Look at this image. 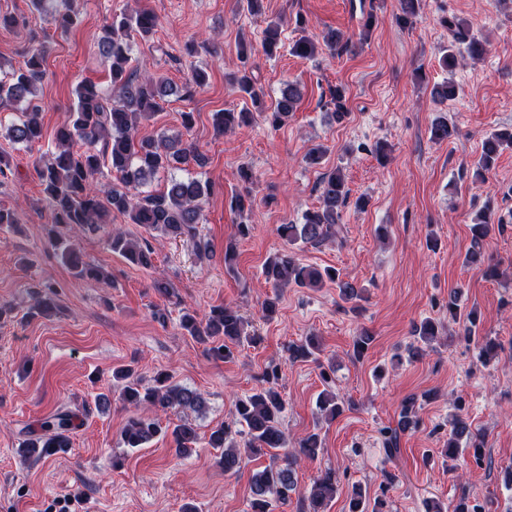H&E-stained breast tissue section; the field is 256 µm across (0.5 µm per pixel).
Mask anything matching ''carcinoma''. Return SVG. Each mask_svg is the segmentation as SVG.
Returning <instances> with one entry per match:
<instances>
[{
    "label": "carcinoma",
    "instance_id": "1",
    "mask_svg": "<svg viewBox=\"0 0 512 512\" xmlns=\"http://www.w3.org/2000/svg\"><path fill=\"white\" fill-rule=\"evenodd\" d=\"M422 0H399L397 22L402 26L413 23L419 15ZM54 21L58 28L67 32L78 22L72 8V0H60L54 9ZM451 33L448 50L441 63L453 69L459 60H476L486 53V45L473 32L470 24L452 14L442 20ZM157 16L149 10L124 12L112 19L106 35L98 42L100 53L111 59V88L105 90L90 80L80 82L76 89V102L65 121L55 133V148L52 158L37 170L44 185L55 230L50 237L52 245L61 251L71 269L78 277L98 276V272L86 267L73 249L68 234L93 229L108 223L111 213L117 212L138 224L148 232H160L180 238L193 244L199 253L208 252V244L198 237L197 225L203 221V204L215 191L212 182L192 176L179 177L174 170L190 161L203 165V158L181 138L161 136L157 139L139 137L141 121L153 117L160 108V101L169 96L170 82L158 80L149 72H138L130 66L133 52L132 34L146 38L155 33ZM306 20L295 19V31L299 33L288 45L291 55L313 58L319 53L314 40L305 35ZM282 23L271 21L267 24L262 39L264 53L271 57L283 46ZM46 46L30 47L23 65L0 79V103H25L24 111L18 113L7 127V137L15 143L31 145L42 139L43 128L39 121L40 105L36 95L37 86L45 77L43 68ZM252 49L243 46L239 51L241 67L231 76L238 90L256 102L265 96L258 86L248 61ZM206 84V76L197 71L192 80L178 89L184 99L193 98ZM433 98L443 103L458 95V88L452 82L435 84ZM301 99L300 89L295 84L288 88L273 105L267 120L274 129L280 128L295 112ZM329 104L333 106L332 116L336 121L348 115L346 90L338 85L330 91ZM253 113L246 110H226L214 116L218 131L227 133L251 123ZM455 127L447 119H439L431 127V136L443 142L454 136ZM512 147V129L498 130L482 143V153L473 177L482 180L490 171L496 157L505 148ZM110 167L113 182L101 185L97 175L102 168ZM169 174L164 188L153 192L141 191L159 173ZM349 190L341 169L330 172L322 182L319 206L303 213L298 223H287L279 227L281 237L295 245L322 243L336 235V225L341 210L347 204ZM505 229L503 218H494L491 210L477 215L470 225L471 243L465 255V263L483 271L488 278L496 277V267L485 263L483 241L489 235L493 224ZM112 252L118 253L129 262L143 268H153L152 248L143 240H131L121 232H115L108 242ZM263 274L272 288L273 296L261 304L260 318L270 321L278 312L280 295L277 290L295 284L299 288H318L325 282L336 284L339 297L344 302L362 298V289L350 281L340 279L339 272L327 268L323 271L302 266L288 253H277L269 257L263 267ZM448 316L457 320L464 318L463 338L475 342L478 360L486 365L497 358L499 343L487 336H476L480 322L478 312L471 309L462 312L456 299L448 300ZM181 327L197 342L208 345V353L216 360L234 358L236 350L244 344L254 345L259 337L248 330L249 322L230 304L216 306L202 318L185 310L180 319ZM438 333V326L432 320H424L415 328L419 342L428 344ZM290 362L311 359L319 360L320 347L308 338L302 343H291L286 347ZM124 381L121 397L133 409V416L122 430L124 445L141 448L156 435L171 431L175 451L187 456L199 440L197 428L187 419L169 427L163 424L162 416L170 410L201 413L206 409L207 400L200 391L170 382L169 376L159 373L154 384L144 386L131 369L120 372ZM280 368L276 365L266 369L261 385L252 393L235 402L234 420L217 427L209 435V447L219 451V465L226 473L240 469L242 456L249 457L270 454L278 456V450L288 447V440L282 429L285 401L278 391ZM416 400L407 398L400 411L399 429L386 431L389 450L398 447V430H415L419 418L415 409ZM317 408L327 419H334L342 412L335 394H321ZM463 402H456L457 413L450 421L448 441L444 456L455 461L460 454H467L466 464L481 467L485 457V440L474 433L462 414ZM73 425L70 415L61 412L47 421L40 431H31L22 442V457L37 455L47 457L71 447ZM322 450L319 433L308 434L300 441L296 453L284 455L283 463L268 466L255 472L250 481V512H274V504L288 500V493L297 490L295 466L301 459L314 461ZM338 492L336 471L328 469L314 480L310 489L301 494V512H323L328 502ZM384 502L377 498L374 505L366 502L359 485L353 486L349 512H383ZM427 512H486L478 499L462 494L448 508L430 505Z\"/></svg>",
    "mask_w": 512,
    "mask_h": 512
}]
</instances>
